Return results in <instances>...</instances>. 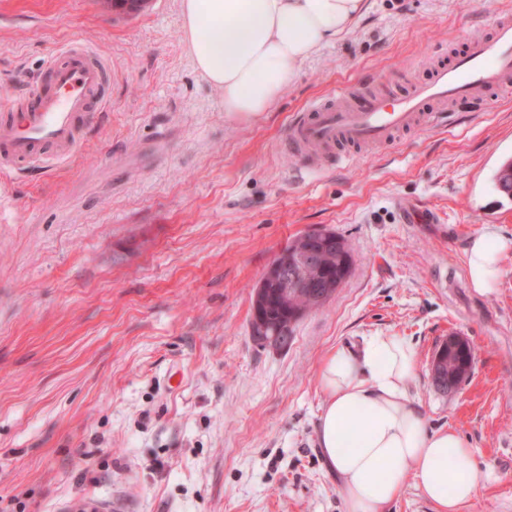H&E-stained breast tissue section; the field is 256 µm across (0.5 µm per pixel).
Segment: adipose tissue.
Listing matches in <instances>:
<instances>
[{
  "label": "adipose tissue",
  "instance_id": "obj_1",
  "mask_svg": "<svg viewBox=\"0 0 512 512\" xmlns=\"http://www.w3.org/2000/svg\"><path fill=\"white\" fill-rule=\"evenodd\" d=\"M367 8L368 0H181L195 65L236 116L269 111L301 64L347 34ZM507 247L490 234L472 241L474 287L492 285ZM415 369L414 346L384 334L356 351L334 348L320 365L318 444L345 512H384L409 475L437 512H462L480 494L472 449L453 429H430L410 400Z\"/></svg>",
  "mask_w": 512,
  "mask_h": 512
}]
</instances>
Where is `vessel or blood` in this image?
Here are the masks:
<instances>
[{"label": "vessel or blood", "instance_id": "b4317fda", "mask_svg": "<svg viewBox=\"0 0 512 512\" xmlns=\"http://www.w3.org/2000/svg\"><path fill=\"white\" fill-rule=\"evenodd\" d=\"M103 62L78 43L51 56L26 96L0 101V170L22 164L46 168L83 146L88 115L103 111ZM512 88V18L490 34L464 41L435 63L428 76L399 94L359 97L343 91L298 114L289 144L310 169L337 149L386 145L424 122L448 120L450 105Z\"/></svg>", "mask_w": 512, "mask_h": 512}]
</instances>
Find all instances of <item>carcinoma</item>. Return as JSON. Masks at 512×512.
<instances>
[{
    "label": "carcinoma",
    "mask_w": 512,
    "mask_h": 512,
    "mask_svg": "<svg viewBox=\"0 0 512 512\" xmlns=\"http://www.w3.org/2000/svg\"><path fill=\"white\" fill-rule=\"evenodd\" d=\"M325 266L320 279L344 282L353 266V255L346 240L331 232L326 250ZM314 292L301 288L288 294L273 284V278L264 275L254 289L252 307L258 309L266 325L265 335L280 336L283 344L292 339L291 327L298 319V313L317 305ZM440 361L432 373V382L437 390L451 393L459 388L468 377L473 364V352L468 342H444L438 350Z\"/></svg>",
    "instance_id": "carcinoma-1"
}]
</instances>
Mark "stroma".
<instances>
[{"mask_svg":"<svg viewBox=\"0 0 512 512\" xmlns=\"http://www.w3.org/2000/svg\"><path fill=\"white\" fill-rule=\"evenodd\" d=\"M506 15L512 0H371L271 111L239 117L195 69L180 0H0V96L76 38L108 97L71 161L0 171V512H345L319 367L380 333L414 345L428 426L474 450L465 512H512V246L492 287L467 270L477 236L512 243L493 186L512 93L316 170L288 142L313 100L402 91ZM318 227L345 238L351 274L287 347L255 340L254 287ZM453 335L473 369L443 393L431 360Z\"/></svg>","mask_w":512,"mask_h":512,"instance_id":"stroma-1","label":"stroma"}]
</instances>
